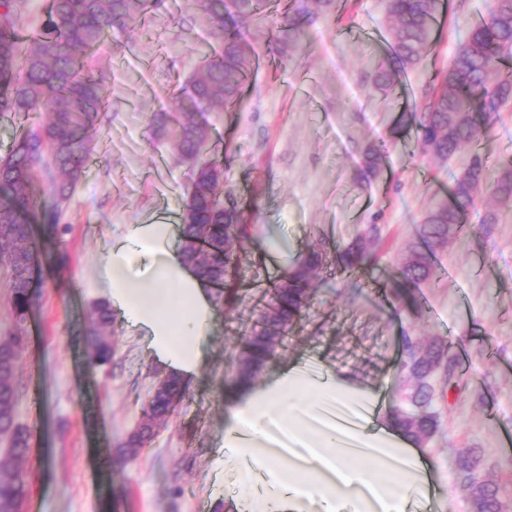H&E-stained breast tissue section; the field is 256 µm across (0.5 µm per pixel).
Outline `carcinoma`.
<instances>
[{
    "label": "carcinoma",
    "instance_id": "cac0c4a2",
    "mask_svg": "<svg viewBox=\"0 0 512 512\" xmlns=\"http://www.w3.org/2000/svg\"><path fill=\"white\" fill-rule=\"evenodd\" d=\"M162 0H48L45 20L31 37H20L26 0H0V117L9 114L48 112L45 124L16 138L7 156L0 159V266L8 274L10 305L23 320L32 305V270L40 241L32 235L31 221L42 227L43 237L56 241L66 232L58 215L80 180L92 155L88 130L104 109L105 93L94 76L92 57L112 29L140 20ZM269 0H191L207 20L218 49L203 58L179 96L183 104L173 112H154L150 125L157 127L176 149L180 161L190 163V186L182 213L180 254L184 263L208 286H224L238 274V250L246 236L240 223L239 202L224 192L218 176L223 164L203 157L210 141L207 115L217 106L235 104L250 71V56L242 42L238 22L248 19L262 28L268 20ZM330 14L336 0H291L284 38L295 46L306 38L300 19L312 8ZM445 0H386L391 19L390 59L375 66V85L385 91L393 80L394 66L413 69L436 43L437 24ZM512 58V0H494L486 16L473 25L457 49L448 69L437 74L440 88L422 102L400 113L399 133H414L425 153L446 161L468 148L470 154L461 176L454 178L450 199L429 210L421 224L420 245L408 248L391 296L407 303L411 290L420 287L434 270L433 257L465 231V213L480 189L487 171L494 169L493 193L512 201V158L490 166L476 148L497 119L500 107L512 100V71L504 69ZM365 170L377 177L382 155L365 150ZM52 184L51 194L35 192L39 177ZM379 234L370 224L358 242L339 256L340 267L354 271L376 261L371 245ZM325 250L311 248L292 271L271 290V300L261 311L257 327L235 354L236 387H246L274 357L288 327L308 301L311 278L323 265ZM93 330L95 357L106 363L112 356L107 336L112 331V309L96 306ZM406 360L400 366L408 384L388 412L389 422L409 440L425 445L440 426L434 375L448 365V346L435 342L427 348L404 337ZM19 352L15 345L0 347V436L9 439V462L0 463V512H19L28 478L21 462L30 448V434L16 422L19 401L15 371ZM186 394L182 378L171 372L159 379L143 410L137 429L120 449L135 456L153 436V428L166 422ZM460 484L477 488L480 512H499L496 489L478 471L477 461L455 462Z\"/></svg>",
    "mask_w": 512,
    "mask_h": 512
}]
</instances>
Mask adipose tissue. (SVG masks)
I'll list each match as a JSON object with an SVG mask.
<instances>
[{
	"label": "adipose tissue",
	"instance_id": "adipose-tissue-1",
	"mask_svg": "<svg viewBox=\"0 0 512 512\" xmlns=\"http://www.w3.org/2000/svg\"><path fill=\"white\" fill-rule=\"evenodd\" d=\"M151 253L154 258L155 278L146 282L128 275L127 267L139 252ZM107 268L114 288L113 303L136 322L142 323L153 334L157 353L180 370L195 369L199 357L197 338L203 335L213 316V309L205 292L204 283L183 264L179 251L171 242L166 224L133 226L125 245L111 251ZM176 290L182 316L193 325V333L175 343L167 320L159 310L169 290ZM303 366L296 365L264 390L252 394L246 403L235 410L225 437V450L234 458L245 460L250 468L273 472L275 458L262 445L269 439L270 429L291 435L300 430L296 416L274 417L272 406L283 402L287 393L295 389L313 387ZM368 458L384 463L387 483L375 484L370 472H353L347 464L352 455L341 445L336 432L324 433L311 446L310 453L321 466V482L317 491L325 503H333L342 487L351 484L368 486L371 496L366 502L370 512H400L401 503L417 489V476L424 471L421 455L406 441L396 440L394 433L380 430L362 440Z\"/></svg>",
	"mask_w": 512,
	"mask_h": 512
}]
</instances>
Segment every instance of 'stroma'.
<instances>
[{"label":"stroma","instance_id":"35a3bbf8","mask_svg":"<svg viewBox=\"0 0 512 512\" xmlns=\"http://www.w3.org/2000/svg\"><path fill=\"white\" fill-rule=\"evenodd\" d=\"M286 3L272 0L265 29L243 24L258 59L239 103L209 116L224 188L248 226L243 275L232 305L214 310L197 370L184 377V399L133 459L119 448L172 366L149 331L119 310L112 358L96 361L93 311L112 300L106 256L129 226L181 221L189 166L148 117L172 106L208 51V24L189 0H163L111 33L94 57L106 93L96 151L60 213L67 233L42 248L24 322L12 312L0 270V336L22 339L17 422L31 435L22 512H259L269 504V475L224 459L228 416L247 397L231 383V359L267 300L268 280L287 274L311 244L333 259L371 224L381 229L379 263L353 275L333 262L319 271L255 387L292 364L315 362L390 403L403 385L404 337L445 340L451 387L439 432L420 450L433 484L431 510L470 512L452 461L471 451L497 487L502 512H512V447L504 445L512 433V202L483 185L464 236L437 256L414 304L389 298L425 213L447 199L467 159L463 151L445 162L421 155L395 120L431 91L435 73L492 0H450L426 64L396 73L387 94L373 84L376 64L388 56L385 0H339L335 15L304 17L308 39L295 48L278 40ZM372 144L384 151L383 171L368 180L364 150ZM489 215L496 218L490 225Z\"/></svg>","mask_w":512,"mask_h":512}]
</instances>
